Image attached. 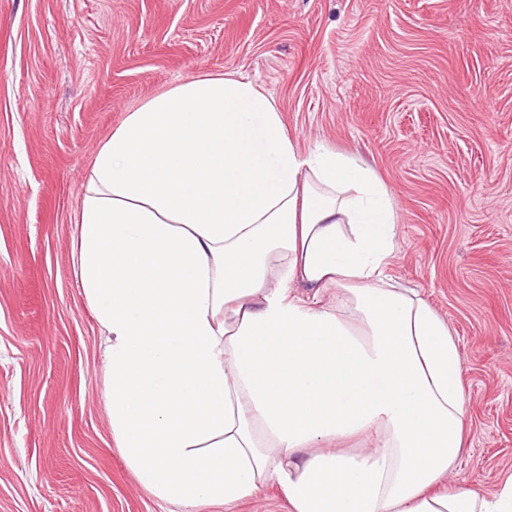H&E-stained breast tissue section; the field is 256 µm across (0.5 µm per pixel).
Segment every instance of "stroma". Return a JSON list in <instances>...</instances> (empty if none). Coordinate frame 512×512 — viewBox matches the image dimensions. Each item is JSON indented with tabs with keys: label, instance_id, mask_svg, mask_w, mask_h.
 <instances>
[{
	"label": "stroma",
	"instance_id": "1",
	"mask_svg": "<svg viewBox=\"0 0 512 512\" xmlns=\"http://www.w3.org/2000/svg\"><path fill=\"white\" fill-rule=\"evenodd\" d=\"M234 72L289 136L367 163L397 208L387 278L447 324L458 476L512 479V0H0V512H169L112 440L74 217L127 109ZM197 512H289L269 485Z\"/></svg>",
	"mask_w": 512,
	"mask_h": 512
}]
</instances>
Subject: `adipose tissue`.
<instances>
[{"mask_svg": "<svg viewBox=\"0 0 512 512\" xmlns=\"http://www.w3.org/2000/svg\"><path fill=\"white\" fill-rule=\"evenodd\" d=\"M397 220L370 167L300 149L246 77L192 76L126 112L85 174L75 275L112 439L152 495L193 512L274 484L290 512H512V485L447 480L463 362L384 275ZM293 283L335 288V307Z\"/></svg>", "mask_w": 512, "mask_h": 512, "instance_id": "ef3b65f1", "label": "adipose tissue"}]
</instances>
